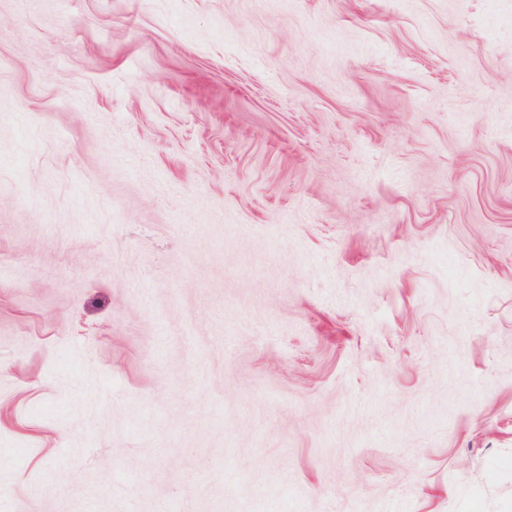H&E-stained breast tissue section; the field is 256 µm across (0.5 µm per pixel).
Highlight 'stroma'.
Segmentation results:
<instances>
[{"label":"stroma","mask_w":512,"mask_h":512,"mask_svg":"<svg viewBox=\"0 0 512 512\" xmlns=\"http://www.w3.org/2000/svg\"><path fill=\"white\" fill-rule=\"evenodd\" d=\"M395 501L512 512V0H0V512Z\"/></svg>","instance_id":"obj_1"}]
</instances>
